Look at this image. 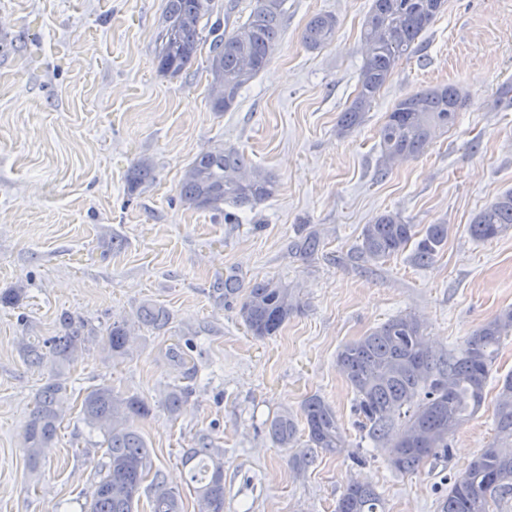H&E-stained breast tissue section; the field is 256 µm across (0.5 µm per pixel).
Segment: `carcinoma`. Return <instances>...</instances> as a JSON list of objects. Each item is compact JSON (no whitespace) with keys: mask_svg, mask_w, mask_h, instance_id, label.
I'll list each match as a JSON object with an SVG mask.
<instances>
[{"mask_svg":"<svg viewBox=\"0 0 512 512\" xmlns=\"http://www.w3.org/2000/svg\"><path fill=\"white\" fill-rule=\"evenodd\" d=\"M288 0H255L247 19L232 32H220L211 22L215 0H164L157 65L164 74L177 75L196 61L201 45L210 40L206 68L211 80L209 102L215 112H228L240 91L270 63L279 45ZM446 0H372L362 26L365 57L356 93L336 125L337 135L352 133L364 120L400 61L413 53L420 35L444 11ZM336 33V18H311L303 41L310 49L329 45ZM465 94L455 85H440L406 94L396 101L380 127V170L422 155L437 134L453 126ZM150 162L140 161L127 176V192L135 193L152 179ZM274 177L253 166L235 148L212 147L185 170L180 196L184 204L231 219L235 211L254 208L274 195ZM473 238L489 241L512 231V190H506L481 210L469 224ZM448 241V225L430 224L416 231L398 212L386 211L363 226L358 252L378 263L411 250V261L421 267L433 263ZM224 301L239 302L240 316L257 338L274 336L299 310L288 286L273 281L245 286L237 272L224 276L214 288ZM140 324L161 327L166 311L145 306L137 313ZM134 324L112 323L103 337L114 358L129 354ZM512 331V309L484 323L460 348L446 356L435 353L422 322L399 314L357 340L344 344L336 365L354 393L353 411L358 427L375 447L391 448V466L408 472L428 460L448 457V439L481 407L485 388L504 338ZM86 341L83 328L66 322L62 336L26 347V361L43 364L48 357L64 367L75 360ZM67 382L62 373L41 388L24 433V452L38 463L54 441L68 407ZM151 413L150 405L135 395L109 386L89 390L81 403V420L103 438L108 459L92 492L87 512H134L141 489L152 470L148 444L137 423ZM306 446L334 454L346 437L335 409L319 396L302 405ZM272 440L286 448L297 433L288 414L269 423ZM189 482L194 484L198 512H224V449L201 436V447L184 455ZM150 512H184L180 492L153 476ZM512 493V377L498 392L495 437L456 477L442 501L440 512H492L491 502ZM336 512H382L381 496L369 485L350 483L336 503Z\"/></svg>","mask_w":512,"mask_h":512,"instance_id":"1","label":"carcinoma"}]
</instances>
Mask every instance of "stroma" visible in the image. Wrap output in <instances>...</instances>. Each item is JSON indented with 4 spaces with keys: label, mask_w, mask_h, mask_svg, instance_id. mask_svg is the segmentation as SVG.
<instances>
[{
    "label": "stroma",
    "mask_w": 512,
    "mask_h": 512,
    "mask_svg": "<svg viewBox=\"0 0 512 512\" xmlns=\"http://www.w3.org/2000/svg\"><path fill=\"white\" fill-rule=\"evenodd\" d=\"M371 0H288L269 65L230 111H212L204 59L176 76L159 72L163 0H0V512H85L106 458L81 421L85 393L101 385L152 408L138 428L153 468L197 512L182 466L200 434L224 450V512H334L350 482L375 486L384 512H440L454 480L495 435L496 396L512 372L502 347L479 412L451 436L448 459L397 472L385 450L354 425V394L336 366L345 343L398 314L421 320L433 348L454 353L466 337L512 308V234L475 240L473 217L512 189V0H447L396 69L363 124L338 136L363 63L361 26ZM337 21L328 46L312 50L309 20ZM454 84L469 99L455 125L420 157L379 172L378 131L414 90ZM244 152L275 177L271 199L238 220L188 208L179 188L202 151ZM149 161L153 179L128 194L126 178ZM390 210L419 228L448 224L428 267L408 254L372 264L356 247L364 224ZM319 251L300 256L309 232ZM244 283L288 285L300 309L274 336L256 338L238 304L212 286L228 271ZM164 327L136 328L129 354L100 342L112 322L144 306ZM86 342L64 372L70 410L38 467L23 449L25 425L53 361L28 365L25 345L63 335V316ZM191 342L187 379L165 352ZM189 387L177 413L166 397ZM319 395L336 410L346 448L330 456L304 440H271L274 414L300 415Z\"/></svg>",
    "instance_id": "1"
}]
</instances>
